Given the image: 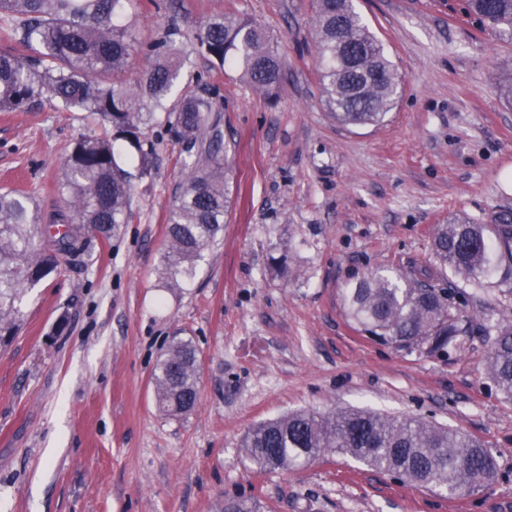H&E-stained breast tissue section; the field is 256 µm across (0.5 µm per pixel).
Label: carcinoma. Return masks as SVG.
<instances>
[{
  "label": "carcinoma",
  "mask_w": 512,
  "mask_h": 512,
  "mask_svg": "<svg viewBox=\"0 0 512 512\" xmlns=\"http://www.w3.org/2000/svg\"><path fill=\"white\" fill-rule=\"evenodd\" d=\"M133 0H0V112H14L46 97L65 111L92 112L111 133L78 140L63 163L58 194L65 206L41 223L33 196L0 192V340L14 334L22 289L53 272L60 258L79 265L90 239L109 237L122 223L132 174L123 154L150 173L153 144L144 114L167 113L191 150L213 111L212 102L186 95L167 105L181 66L176 26L147 45L155 63L132 82L128 59L140 46L129 19ZM465 13L484 30L512 39V0H466ZM315 34L324 103L345 126L378 125L400 96L401 80L385 47L356 12L353 0H315ZM199 51L219 69L275 97L285 64L272 38L257 24L210 18L197 36ZM228 164L216 136L188 167L168 212L170 245L163 258L166 283L194 276L197 262L223 229L228 211ZM433 253L440 265L475 288L499 268L512 273V210L477 224L458 217L436 226ZM427 270L405 275L371 271L345 289V316L358 332L399 351L445 356L475 333L487 344V373L512 400V323L485 309L468 315L456 300L470 293L443 286ZM198 355L189 342H173L153 373L154 400L168 416L190 413L198 402ZM241 447L262 471H284L327 455L347 454L408 484L453 495L498 479L493 455L476 439L417 418L362 409L328 414L299 411L262 422Z\"/></svg>",
  "instance_id": "1"
}]
</instances>
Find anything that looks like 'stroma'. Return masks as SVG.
<instances>
[{"instance_id": "stroma-1", "label": "stroma", "mask_w": 512, "mask_h": 512, "mask_svg": "<svg viewBox=\"0 0 512 512\" xmlns=\"http://www.w3.org/2000/svg\"><path fill=\"white\" fill-rule=\"evenodd\" d=\"M386 47L403 92L377 126L344 127L323 105L314 0H137L141 43L182 33L181 90L209 98L206 132L229 162L224 231L179 288L159 277L185 143L160 119L150 174L124 221L81 266L29 289L0 342V512H512V402L486 371L482 337L447 358L356 332L342 292L374 270L436 269V225L512 208V104L500 96L512 41L479 30L464 0H353ZM231 14L267 28L285 61L276 99L212 68L196 33ZM99 116L35 100L0 112V189L58 204L75 142ZM286 256L288 272L272 265ZM63 333H56L59 318ZM197 349L200 397L160 414L153 372L172 341ZM370 409L478 438L499 480L448 498L335 454L263 472L240 442L296 410Z\"/></svg>"}]
</instances>
